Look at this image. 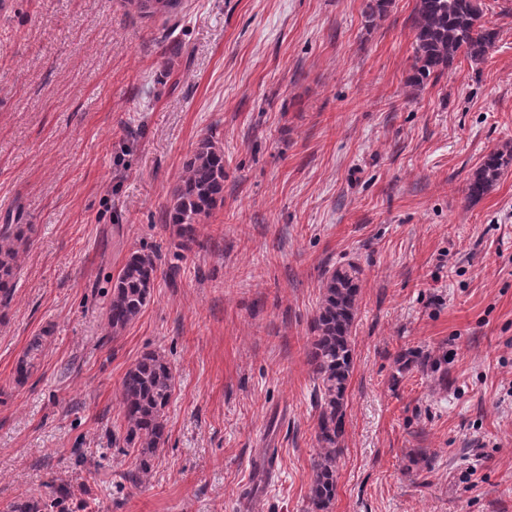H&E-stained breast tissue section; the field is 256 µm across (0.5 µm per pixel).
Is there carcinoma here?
<instances>
[{"instance_id":"obj_1","label":"carcinoma","mask_w":512,"mask_h":512,"mask_svg":"<svg viewBox=\"0 0 512 512\" xmlns=\"http://www.w3.org/2000/svg\"><path fill=\"white\" fill-rule=\"evenodd\" d=\"M144 17L169 16L180 7L179 0H128ZM415 46L412 81L422 85L453 65L459 55L481 63L496 46L498 32L482 22L481 0H416ZM512 165V149L495 150L472 174L467 195L481 198ZM224 148L215 136H205L185 164L184 175L172 189L165 206L164 222L169 224L175 246L182 251L197 244V225L224 201ZM27 238L21 224L0 227V304L7 302L13 288L20 250ZM157 255L144 250L129 254L112 281L105 308L107 325L116 335L126 329L150 302L158 278ZM357 266L333 269L325 278L323 298L314 320V332L307 349L314 388L320 393L316 431L320 451L312 459L310 500L315 512H328L336 494V461L342 452L345 432V394L354 368L351 334L359 294ZM44 347V337L29 344L16 365L17 379L29 377L34 359ZM174 387L172 368L157 352L144 354L125 373L121 388V413L125 430L117 441L137 452L139 474L150 471L151 460L167 441L165 412ZM69 490L59 485L45 498L26 497L14 502L10 512H72Z\"/></svg>"}]
</instances>
